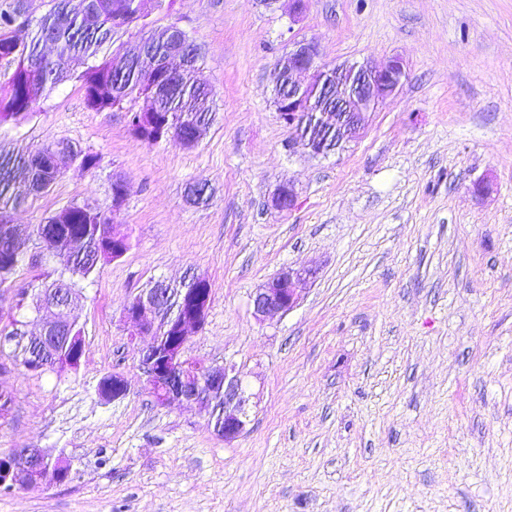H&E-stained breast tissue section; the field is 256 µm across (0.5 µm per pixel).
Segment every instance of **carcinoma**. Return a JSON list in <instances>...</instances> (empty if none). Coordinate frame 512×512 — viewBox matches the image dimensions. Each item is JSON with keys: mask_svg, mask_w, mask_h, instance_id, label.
I'll use <instances>...</instances> for the list:
<instances>
[{"mask_svg": "<svg viewBox=\"0 0 512 512\" xmlns=\"http://www.w3.org/2000/svg\"><path fill=\"white\" fill-rule=\"evenodd\" d=\"M142 0H51V7L33 21L27 13L25 0H14L11 9L0 12V73L7 76L0 87V125L25 117L30 104L49 94L67 78L62 60L79 57L87 61L80 75L86 105L97 112L111 111L125 103L152 99L154 120L151 127L140 124L130 113L129 124L140 140L158 145L171 140L169 130L180 128L187 136L198 127H209L216 118L211 90L198 77L202 56L187 33L176 25L155 28L143 39L140 54L122 55L112 49L115 36L133 23L146 27ZM28 30L27 37L11 41L13 27ZM56 46L58 60L42 52L45 43ZM186 46L189 61L181 64L179 79L161 95H154L147 75L166 73L173 50ZM43 63L41 73L33 75L29 64ZM55 145L44 146L28 154L0 150V214H9L22 206L26 198L16 192L17 182L28 184L29 194L48 192L59 176L57 169L45 164L44 156ZM50 235L48 249L66 256L61 270L42 273L46 258L31 251L30 240ZM129 237L119 235L111 219L88 203L72 202L36 224L32 238L23 239L17 233L0 232V292L13 289V276L21 270L32 273L29 287L17 289L15 297L23 308L36 314L49 308L60 295L75 291L78 282L96 271L102 259L117 257L115 249L126 252ZM188 282L171 285L153 280L148 288H162L166 300L153 310V335L166 346L175 333L174 319L181 313L184 288ZM60 327H52L40 336H31L23 318L12 317L0 324V356L5 354L13 364L41 373L56 374L75 370V337L83 335L78 316L67 307L58 309ZM209 424L224 427V389L215 387L208 392Z\"/></svg>", "mask_w": 512, "mask_h": 512, "instance_id": "obj_1", "label": "carcinoma"}]
</instances>
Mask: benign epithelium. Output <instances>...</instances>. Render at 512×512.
Segmentation results:
<instances>
[{
	"mask_svg": "<svg viewBox=\"0 0 512 512\" xmlns=\"http://www.w3.org/2000/svg\"><path fill=\"white\" fill-rule=\"evenodd\" d=\"M288 69V95L274 100V105L283 122L288 127L298 129L297 137L316 156L326 157L332 150L303 130L307 119H312L318 127L331 124L327 112H312V102L325 94L336 98L343 109L336 115V149L360 136L369 116L394 95L402 83L406 69L399 56L388 59L380 66L369 64H342L331 70L321 63L320 51L316 44L297 41L280 65ZM296 203V194L290 184L281 185L272 197V206L279 211H290ZM316 270L308 266L290 267L264 283L255 292L252 302L254 313L265 318L274 313H286L301 301L308 286L314 282ZM193 291L194 307L187 315L178 319V336L175 337L169 352H164L151 344L142 351L139 368L145 377V387L159 406L190 401L203 402L202 387L205 384L224 386V441L231 442L239 437L247 425L245 399L239 379L229 374L225 366L205 365L186 354L189 332L202 327L205 322L210 299L201 293V288ZM155 298L146 289L134 297L124 309L127 336L136 340L152 334L150 322ZM128 390L124 377L112 374V392H101L104 398L116 400ZM47 451L43 448H23L13 458L11 466L0 472L5 480L17 486L39 487L44 485L43 465Z\"/></svg>",
	"mask_w": 512,
	"mask_h": 512,
	"instance_id": "benign-epithelium-1",
	"label": "benign epithelium"
}]
</instances>
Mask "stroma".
Listing matches in <instances>:
<instances>
[{"label":"stroma","mask_w":512,"mask_h":512,"mask_svg":"<svg viewBox=\"0 0 512 512\" xmlns=\"http://www.w3.org/2000/svg\"><path fill=\"white\" fill-rule=\"evenodd\" d=\"M202 52L217 115L194 147L137 139L124 112L87 107L81 64L0 145L65 142L20 232L73 202L109 212L131 248L80 282L77 372L0 374L13 395L0 457L56 448L69 480L0 489V512H512V0H149ZM323 63L394 55L407 76L335 155L293 142L272 72L298 40ZM129 185L112 207L113 176ZM490 190L477 195L475 182ZM204 182L208 205L185 188ZM293 183L291 211L272 209ZM318 276L257 319L283 269ZM205 276L212 300L188 355L233 366L250 397L224 442L204 406L154 404L123 311L150 280ZM124 376L127 394L99 397Z\"/></svg>","instance_id":"obj_1"}]
</instances>
